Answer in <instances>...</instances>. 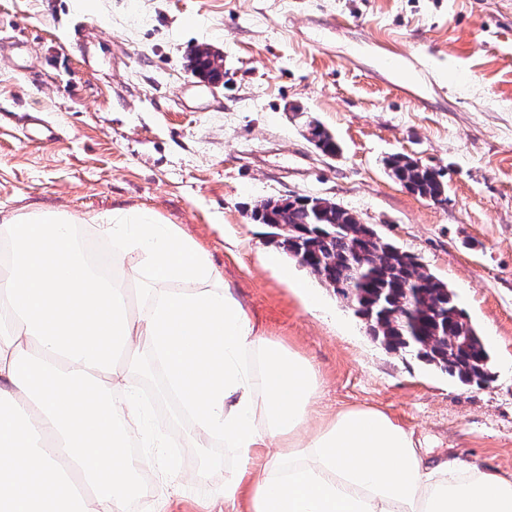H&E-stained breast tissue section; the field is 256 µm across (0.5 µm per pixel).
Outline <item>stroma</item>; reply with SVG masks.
Instances as JSON below:
<instances>
[{
    "mask_svg": "<svg viewBox=\"0 0 512 512\" xmlns=\"http://www.w3.org/2000/svg\"><path fill=\"white\" fill-rule=\"evenodd\" d=\"M201 46L223 56V85L192 75ZM32 112L55 142L28 139ZM310 119L337 155L308 141ZM393 154L442 169L447 201L401 187ZM291 196L336 202L446 281L492 381L461 385L374 341L251 219ZM43 206L178 225L265 335L314 365L326 413L375 407L430 458L512 472V0H0V218ZM151 418L190 445L180 412ZM188 454L194 479L150 466L135 512H218L232 450Z\"/></svg>",
    "mask_w": 512,
    "mask_h": 512,
    "instance_id": "1",
    "label": "stroma"
}]
</instances>
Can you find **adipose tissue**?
I'll return each instance as SVG.
<instances>
[{"instance_id": "obj_1", "label": "adipose tissue", "mask_w": 512, "mask_h": 512, "mask_svg": "<svg viewBox=\"0 0 512 512\" xmlns=\"http://www.w3.org/2000/svg\"><path fill=\"white\" fill-rule=\"evenodd\" d=\"M125 280L97 276L76 220L47 208L0 219V512H127L162 447L117 359L148 347L168 393L237 467L224 512H512V473L426 457L414 431L374 407L325 415L304 357L268 337L198 244L156 215L92 218ZM152 304L133 315L126 280ZM146 452H126L128 436Z\"/></svg>"}]
</instances>
